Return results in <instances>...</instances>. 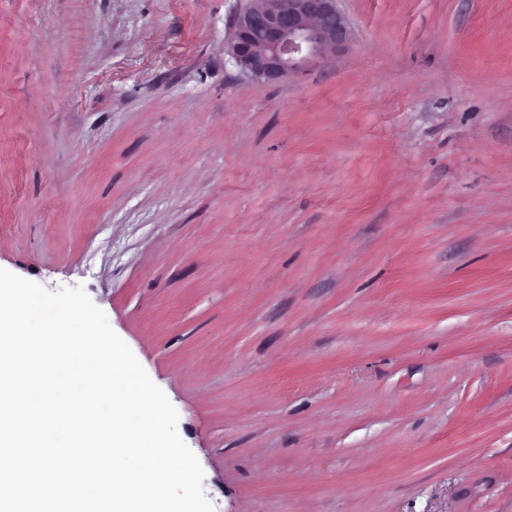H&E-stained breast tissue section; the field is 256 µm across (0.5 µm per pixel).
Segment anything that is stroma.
<instances>
[{
  "instance_id": "35a3bbf8",
  "label": "stroma",
  "mask_w": 512,
  "mask_h": 512,
  "mask_svg": "<svg viewBox=\"0 0 512 512\" xmlns=\"http://www.w3.org/2000/svg\"><path fill=\"white\" fill-rule=\"evenodd\" d=\"M0 0V268L83 286L215 512H512V0ZM339 1L259 0L240 7L227 52L256 79H288L352 45L353 32Z\"/></svg>"
}]
</instances>
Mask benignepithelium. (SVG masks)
Masks as SVG:
<instances>
[{
	"instance_id": "benign-epithelium-1",
	"label": "benign epithelium",
	"mask_w": 512,
	"mask_h": 512,
	"mask_svg": "<svg viewBox=\"0 0 512 512\" xmlns=\"http://www.w3.org/2000/svg\"><path fill=\"white\" fill-rule=\"evenodd\" d=\"M339 0H257L236 10L227 52L246 72L280 81L350 48Z\"/></svg>"
}]
</instances>
